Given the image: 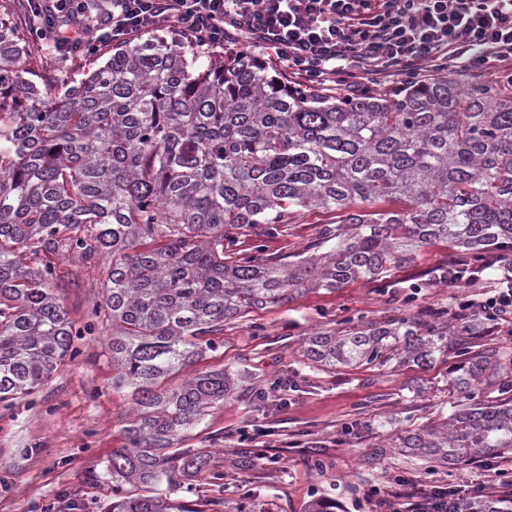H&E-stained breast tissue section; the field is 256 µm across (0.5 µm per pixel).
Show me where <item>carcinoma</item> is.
Segmentation results:
<instances>
[{
  "label": "carcinoma",
  "instance_id": "cac0c4a2",
  "mask_svg": "<svg viewBox=\"0 0 512 512\" xmlns=\"http://www.w3.org/2000/svg\"><path fill=\"white\" fill-rule=\"evenodd\" d=\"M25 49L1 18L0 402L44 386L75 357V337L112 331L115 384L133 389L135 408L130 447L109 460L105 512H201L155 487L224 478L176 444L208 408L237 398L232 371L161 388L224 323L304 291L382 281L437 240L470 261L512 252V90L438 76L393 96L330 99L288 86L255 56L226 49L205 65L196 44L154 33L79 80L46 75ZM49 78L60 92L46 100L37 83ZM381 199L404 207L364 210ZM316 209L345 228L324 230L313 254L281 262L260 244L236 249L242 227L271 235ZM53 257L105 276L82 328L60 304L70 282ZM471 329L439 307L318 332L304 358L426 366L453 344L451 412L387 444L451 471L512 450V396L483 397L512 354L475 349ZM465 507L512 512V497Z\"/></svg>",
  "mask_w": 512,
  "mask_h": 512
}]
</instances>
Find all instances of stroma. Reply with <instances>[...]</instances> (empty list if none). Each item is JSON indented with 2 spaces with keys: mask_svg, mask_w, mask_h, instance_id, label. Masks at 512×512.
Listing matches in <instances>:
<instances>
[{
  "mask_svg": "<svg viewBox=\"0 0 512 512\" xmlns=\"http://www.w3.org/2000/svg\"><path fill=\"white\" fill-rule=\"evenodd\" d=\"M336 220L313 210L264 239L243 236L239 246L260 241L269 253L292 256ZM454 256L453 246L439 241L391 268L384 282L359 279L334 291H307L225 323L214 349L166 383L177 387L198 370L237 372L239 398L210 409L179 439L180 447L211 452L224 490L215 492L201 477L171 490V498L199 502L202 512H306L319 497L333 502V512H405L397 482L425 479L428 464L383 442L447 413L452 354L427 367L317 369L305 365L303 350L317 331L452 307L466 293L479 297V289L433 281L432 271ZM56 266L79 279L62 297L68 317L83 323L99 296V276L72 258ZM109 340L106 333L81 337L76 358L39 393L0 402V512H104L112 497L108 462L128 444L133 405L130 389L112 384ZM244 428L263 432L266 453L248 467L238 458ZM492 462L498 471L490 476L474 460L434 478L470 492L512 477V456Z\"/></svg>",
  "mask_w": 512,
  "mask_h": 512,
  "instance_id": "1",
  "label": "stroma"
}]
</instances>
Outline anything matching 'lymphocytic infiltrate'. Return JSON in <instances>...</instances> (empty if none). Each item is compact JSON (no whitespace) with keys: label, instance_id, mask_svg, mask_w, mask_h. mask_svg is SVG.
Returning <instances> with one entry per match:
<instances>
[{"label":"lymphocytic infiltrate","instance_id":"1","mask_svg":"<svg viewBox=\"0 0 512 512\" xmlns=\"http://www.w3.org/2000/svg\"><path fill=\"white\" fill-rule=\"evenodd\" d=\"M29 22L75 59L122 46L161 26L201 46L255 42L304 86L327 83L356 96L393 75L400 82L425 69L480 71L512 58V0H27ZM503 286L480 310L488 321H512V264Z\"/></svg>","mask_w":512,"mask_h":512}]
</instances>
